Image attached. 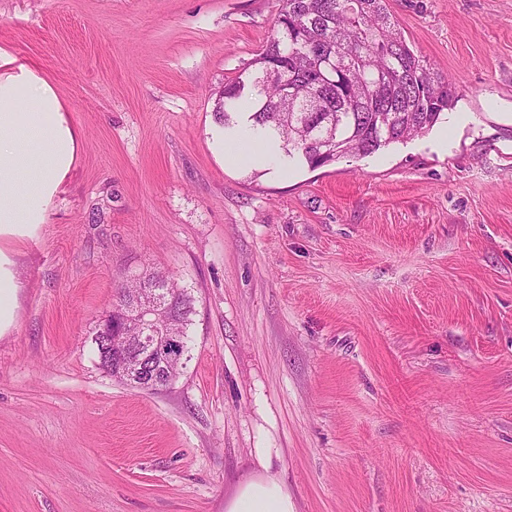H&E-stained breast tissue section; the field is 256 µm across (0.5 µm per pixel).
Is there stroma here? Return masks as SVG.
<instances>
[{"mask_svg":"<svg viewBox=\"0 0 512 512\" xmlns=\"http://www.w3.org/2000/svg\"><path fill=\"white\" fill-rule=\"evenodd\" d=\"M458 101L310 169L219 151L215 94L280 0H0V48L79 140L43 224L0 236V512H512V0H388ZM195 298L174 385L104 373L128 273ZM6 262L7 256L0 251V333L11 324L15 308L16 288L11 282L8 271L2 268ZM140 283L131 280L127 281V283L119 288L116 292V300L112 304V310L108 312V315L105 317L103 322H106L108 324L112 323L114 325L117 323L118 318L120 316V312L123 309V305L126 302L127 299H129L132 296L134 288H140ZM151 288H140L142 295L147 294L150 291ZM225 512H295L288 490L275 476L251 478L224 505Z\"/></svg>","mask_w":512,"mask_h":512,"instance_id":"obj_1","label":"stroma"}]
</instances>
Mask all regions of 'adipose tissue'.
Here are the masks:
<instances>
[{"label":"adipose tissue","instance_id":"adipose-tissue-1","mask_svg":"<svg viewBox=\"0 0 512 512\" xmlns=\"http://www.w3.org/2000/svg\"><path fill=\"white\" fill-rule=\"evenodd\" d=\"M78 150L62 101L35 70L0 76V235L42 223ZM225 512H294L275 476L246 481Z\"/></svg>","mask_w":512,"mask_h":512}]
</instances>
